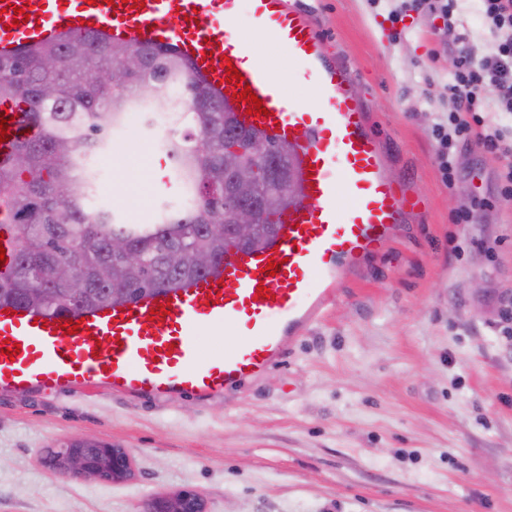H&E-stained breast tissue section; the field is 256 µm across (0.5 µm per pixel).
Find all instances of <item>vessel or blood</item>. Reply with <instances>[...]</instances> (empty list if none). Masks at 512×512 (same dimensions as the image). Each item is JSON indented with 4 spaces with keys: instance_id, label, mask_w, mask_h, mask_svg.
I'll list each match as a JSON object with an SVG mask.
<instances>
[{
    "instance_id": "1",
    "label": "vessel or blood",
    "mask_w": 512,
    "mask_h": 512,
    "mask_svg": "<svg viewBox=\"0 0 512 512\" xmlns=\"http://www.w3.org/2000/svg\"><path fill=\"white\" fill-rule=\"evenodd\" d=\"M242 0H0V52L60 34L94 30L132 43L175 48L239 123L288 141L302 186L300 200L276 217L264 246L228 247L218 268L183 286L144 294L78 315L11 313L0 305V391H72L106 387L132 398L214 395L241 386L281 362L334 304L346 266L378 251L405 213L419 210L384 172L383 155L350 89L347 73L320 58L318 29L286 0H249L256 25L312 78L319 94L307 107L287 97L253 46L224 29ZM27 22L15 23V8ZM235 65L265 112L249 113L227 80ZM276 275H268L269 262ZM269 290L257 293L258 286ZM246 330L242 343L203 356L197 327ZM74 334H67V327Z\"/></svg>"
}]
</instances>
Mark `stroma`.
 Masks as SVG:
<instances>
[{
  "label": "stroma",
  "instance_id": "35a3bbf8",
  "mask_svg": "<svg viewBox=\"0 0 512 512\" xmlns=\"http://www.w3.org/2000/svg\"><path fill=\"white\" fill-rule=\"evenodd\" d=\"M319 27L324 59L345 68L387 176L422 198L377 255L350 267L325 317L281 363L210 396L131 398L104 389L0 392V512H140L192 487L208 512H512V204L501 159L459 146L442 183L431 128L459 36L495 52L479 0H458L455 29L425 15L392 38L391 0H288ZM229 31L276 60L295 100L315 85L259 34L249 4ZM161 134L114 130L90 160L109 195L97 206L157 223L186 193ZM159 158L157 177L130 175ZM469 210L473 219L457 215ZM87 437L126 448L135 475L103 485L50 473L46 448Z\"/></svg>",
  "mask_w": 512,
  "mask_h": 512
}]
</instances>
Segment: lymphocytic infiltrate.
Segmentation results:
<instances>
[{
	"label": "lymphocytic infiltrate",
	"mask_w": 512,
	"mask_h": 512,
	"mask_svg": "<svg viewBox=\"0 0 512 512\" xmlns=\"http://www.w3.org/2000/svg\"><path fill=\"white\" fill-rule=\"evenodd\" d=\"M481 13L497 35L494 55L476 57L469 47H461L446 89L448 121L435 124L432 135L438 143V171L444 184L454 180V154L459 142L476 140L502 158L499 180L503 201H512V133L503 128L481 131V113L495 104L512 112V0H481Z\"/></svg>",
	"instance_id": "obj_1"
}]
</instances>
